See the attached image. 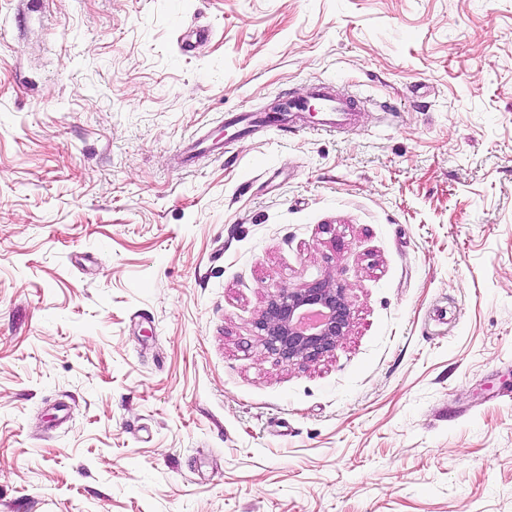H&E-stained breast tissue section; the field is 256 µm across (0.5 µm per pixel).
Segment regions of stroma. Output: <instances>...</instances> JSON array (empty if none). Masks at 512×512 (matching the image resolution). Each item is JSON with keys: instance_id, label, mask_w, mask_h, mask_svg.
Masks as SVG:
<instances>
[{"instance_id": "35a3bbf8", "label": "stroma", "mask_w": 512, "mask_h": 512, "mask_svg": "<svg viewBox=\"0 0 512 512\" xmlns=\"http://www.w3.org/2000/svg\"><path fill=\"white\" fill-rule=\"evenodd\" d=\"M0 512H512V0H0ZM319 117L317 126H308L313 131H332L347 124L356 112L351 99L340 97L330 85H319L312 93ZM306 109V104L300 102L298 100H289L286 102V107L273 115H264V116H255V115H239L236 117H231L225 120V127L227 129L232 128L239 123H251L255 121H260L265 124L267 122H279L280 126L288 123V118L290 113L292 112H303ZM306 307L326 310L324 321L310 331L295 322ZM257 325L265 347L282 362L293 364L323 356L335 348L349 325L344 289L321 280L300 290L282 289L269 301Z\"/></svg>"}]
</instances>
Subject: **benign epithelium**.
Listing matches in <instances>:
<instances>
[{
    "instance_id": "benign-epithelium-1",
    "label": "benign epithelium",
    "mask_w": 512,
    "mask_h": 512,
    "mask_svg": "<svg viewBox=\"0 0 512 512\" xmlns=\"http://www.w3.org/2000/svg\"><path fill=\"white\" fill-rule=\"evenodd\" d=\"M348 325L344 289L321 280L281 290L258 321L265 347L288 364L331 352Z\"/></svg>"
}]
</instances>
